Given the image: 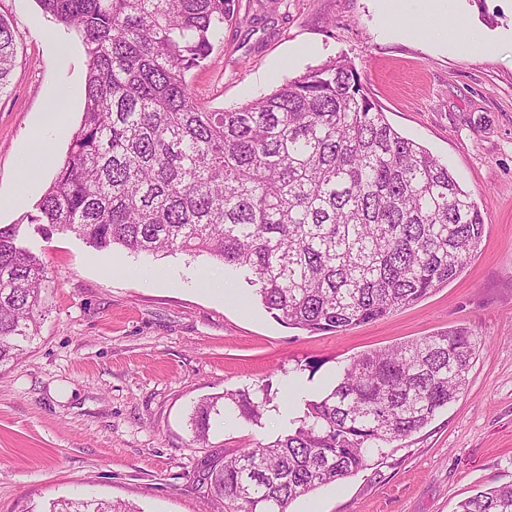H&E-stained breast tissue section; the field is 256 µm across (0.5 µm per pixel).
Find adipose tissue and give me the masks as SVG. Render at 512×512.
Instances as JSON below:
<instances>
[{"label":"adipose tissue","instance_id":"1","mask_svg":"<svg viewBox=\"0 0 512 512\" xmlns=\"http://www.w3.org/2000/svg\"><path fill=\"white\" fill-rule=\"evenodd\" d=\"M386 20L390 25L412 28L418 15L438 16L459 49L467 52L483 49V42L467 30L464 21L454 12L450 0H384Z\"/></svg>","mask_w":512,"mask_h":512}]
</instances>
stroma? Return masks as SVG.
Returning <instances> with one entry per match:
<instances>
[{
  "label": "stroma",
  "instance_id": "1",
  "mask_svg": "<svg viewBox=\"0 0 512 512\" xmlns=\"http://www.w3.org/2000/svg\"><path fill=\"white\" fill-rule=\"evenodd\" d=\"M203 68L197 102L230 109L324 62L354 63L365 92L403 136L447 163L486 224L478 253L451 282L375 322L332 334L291 328L262 305L248 272L185 254L98 251L26 222L55 176L13 203L19 162L47 98H66L65 157L84 107L87 56L78 35L59 63L38 0H0L18 53L0 94V225L52 276L40 332L0 367V512H42L58 498L133 503L141 512H212L196 487L207 454L268 441L331 388L362 353L464 326L479 336L469 386L368 469L294 500L288 512H456L477 488L512 482V0H454L487 52L389 28L380 0H238ZM154 270L169 282L150 279ZM221 277L227 298L197 287ZM267 389L260 421L228 414L194 442L201 399Z\"/></svg>",
  "mask_w": 512,
  "mask_h": 512
}]
</instances>
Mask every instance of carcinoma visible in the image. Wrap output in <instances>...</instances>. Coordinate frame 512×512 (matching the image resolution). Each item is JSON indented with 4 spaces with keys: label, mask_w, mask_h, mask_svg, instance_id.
<instances>
[{
    "label": "carcinoma",
    "mask_w": 512,
    "mask_h": 512,
    "mask_svg": "<svg viewBox=\"0 0 512 512\" xmlns=\"http://www.w3.org/2000/svg\"><path fill=\"white\" fill-rule=\"evenodd\" d=\"M76 30L88 57L82 119L35 224L98 251L206 255L251 274L281 323L336 333L384 318L455 279L484 219L448 165L399 134L338 57L239 107L208 110L188 81L235 0H38ZM17 57L0 15V94ZM0 225V367L19 359L47 309L49 272ZM479 344L466 327L354 357L336 385L268 442L206 460L197 487L222 512H288L296 498L369 466L465 390ZM243 389L203 402L195 442ZM43 512H139L57 499ZM456 512H512V483L480 488Z\"/></svg>",
    "instance_id": "carcinoma-1"
}]
</instances>
